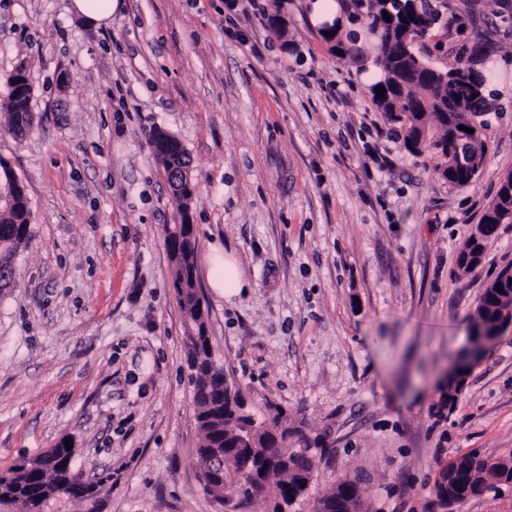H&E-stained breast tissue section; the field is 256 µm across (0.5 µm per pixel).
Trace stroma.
<instances>
[{"instance_id": "obj_1", "label": "stroma", "mask_w": 512, "mask_h": 512, "mask_svg": "<svg viewBox=\"0 0 512 512\" xmlns=\"http://www.w3.org/2000/svg\"><path fill=\"white\" fill-rule=\"evenodd\" d=\"M122 0L109 24L72 0H0V91L32 86L23 139L0 115V158L33 236L0 291V473L72 440L97 512H220L198 478L186 329L164 227L179 221L148 141L190 159L199 288L216 363L249 403L287 408L322 438L312 512L339 477L372 512H430L440 469L512 456V326L445 383L487 286L512 264V224L482 263L458 254L512 172V0H448L420 43L439 67L487 44L498 111L489 158L458 187L407 151L373 106L371 64L330 52L313 0ZM232 255L247 281L212 288Z\"/></svg>"}]
</instances>
